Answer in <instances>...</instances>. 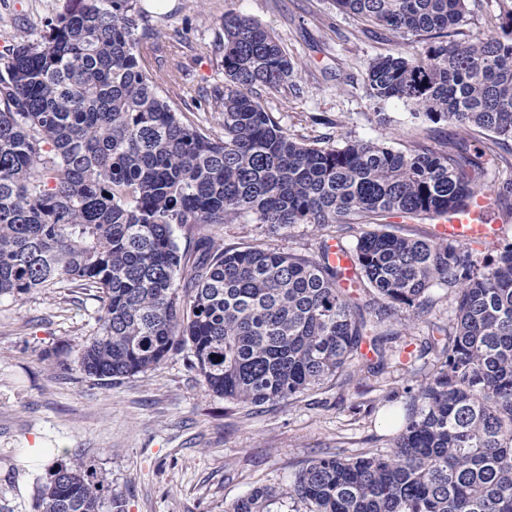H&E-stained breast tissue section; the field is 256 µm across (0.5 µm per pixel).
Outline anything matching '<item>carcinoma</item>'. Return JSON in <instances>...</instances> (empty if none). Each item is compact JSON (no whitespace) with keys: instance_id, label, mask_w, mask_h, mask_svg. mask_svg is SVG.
<instances>
[{"instance_id":"1","label":"carcinoma","mask_w":512,"mask_h":512,"mask_svg":"<svg viewBox=\"0 0 512 512\" xmlns=\"http://www.w3.org/2000/svg\"><path fill=\"white\" fill-rule=\"evenodd\" d=\"M399 36L448 38L423 56L380 54L370 98L412 104V148L289 135L258 94H301L294 65L259 22L226 14L220 132L174 108L149 71L166 45L139 0H69L37 42L0 51V296L89 288L85 376L119 381L190 347L205 389L254 407L296 399L355 371L420 374L390 447L326 450L288 488L254 489L225 512H512V245L479 260L447 238L412 239L391 217L445 218L490 178L470 141L427 145L440 121L512 142V0L466 38L468 0H333ZM311 224L316 250L216 246L206 228ZM186 231L182 249L175 230ZM355 238L346 243L347 235ZM356 275L329 259V242ZM435 287L453 316L433 315ZM419 348L384 347L398 312ZM124 512L74 455L37 487L38 512Z\"/></svg>"}]
</instances>
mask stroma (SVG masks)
Returning a JSON list of instances; mask_svg holds the SVG:
<instances>
[{"mask_svg":"<svg viewBox=\"0 0 512 512\" xmlns=\"http://www.w3.org/2000/svg\"><path fill=\"white\" fill-rule=\"evenodd\" d=\"M65 6L0 0V46L39 40ZM228 11L260 21L287 48L303 92H266L262 102L289 132L305 134L316 116L333 143L410 148L413 105L374 101L366 79L376 56L421 54L427 41L389 38L332 0H168L146 8L162 40L182 39L180 94L191 102L192 121L213 123L199 100L224 85L219 42ZM208 233L221 247L265 241L293 252L314 250L319 240L309 224L277 232L224 224ZM96 308L92 291L81 288L0 296V512H36L37 485L69 462L72 448L122 498L125 512H224L255 487L285 488L321 449L386 448L384 414L404 409L418 388L413 376L389 367L258 409L206 392L186 349L157 369L101 384L81 372L77 358Z\"/></svg>","mask_w":512,"mask_h":512,"instance_id":"35a3bbf8","label":"stroma"}]
</instances>
